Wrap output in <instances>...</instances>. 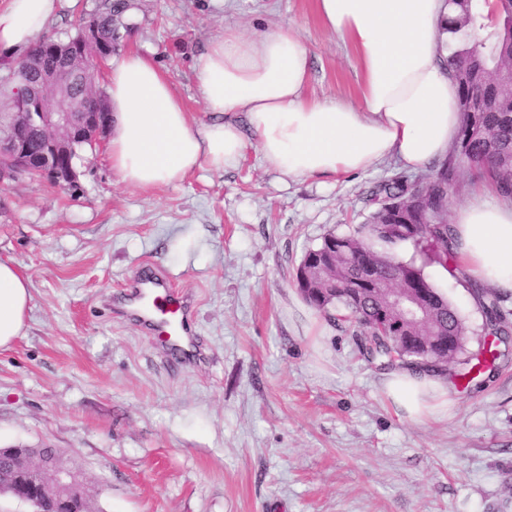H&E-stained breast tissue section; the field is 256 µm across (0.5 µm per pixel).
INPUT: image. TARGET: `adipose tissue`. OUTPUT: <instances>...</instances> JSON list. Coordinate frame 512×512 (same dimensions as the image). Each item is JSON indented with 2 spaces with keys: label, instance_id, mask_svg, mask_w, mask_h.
I'll return each instance as SVG.
<instances>
[{
  "label": "adipose tissue",
  "instance_id": "adipose-tissue-1",
  "mask_svg": "<svg viewBox=\"0 0 512 512\" xmlns=\"http://www.w3.org/2000/svg\"><path fill=\"white\" fill-rule=\"evenodd\" d=\"M59 0H5L0 53L21 57ZM323 26L355 49L359 101L307 97L309 55L287 25L254 37L225 28L194 72L211 121L192 124L182 100L147 56L112 60L108 154L120 180L141 190L196 170L237 167L249 147L245 113L264 165L298 179L364 171L388 158L422 170L442 158L459 126L455 82L440 58L447 0H316ZM466 275L512 290V203L487 195L459 207L450 226ZM32 294L12 261L0 260V349L24 336ZM396 414L426 425L448 418L444 373L398 369L382 382Z\"/></svg>",
  "mask_w": 512,
  "mask_h": 512
}]
</instances>
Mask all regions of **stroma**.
Returning <instances> with one entry per match:
<instances>
[{
  "mask_svg": "<svg viewBox=\"0 0 512 512\" xmlns=\"http://www.w3.org/2000/svg\"><path fill=\"white\" fill-rule=\"evenodd\" d=\"M281 25L309 53L307 95L357 103L356 53L314 0H138L124 48L151 56L199 124L210 115L195 57L225 27ZM404 172L388 159L292 180L252 146L238 168L142 191L103 144L72 188L0 183V259L33 297L25 335L0 350V448L61 449L98 512H512V335L473 380L449 364L454 417L416 425L386 404L387 367L296 286L304 254L365 223L374 186ZM144 261L198 298L207 363L170 370L113 313ZM425 272L477 352L487 326L473 280L434 262Z\"/></svg>",
  "mask_w": 512,
  "mask_h": 512,
  "instance_id": "1",
  "label": "stroma"
}]
</instances>
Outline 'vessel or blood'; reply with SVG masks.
Instances as JSON below:
<instances>
[{"mask_svg":"<svg viewBox=\"0 0 512 512\" xmlns=\"http://www.w3.org/2000/svg\"><path fill=\"white\" fill-rule=\"evenodd\" d=\"M195 308L193 296L173 289L167 276L158 272L129 282L123 312L165 354L193 366L202 359L193 325Z\"/></svg>","mask_w":512,"mask_h":512,"instance_id":"1","label":"vessel or blood"}]
</instances>
